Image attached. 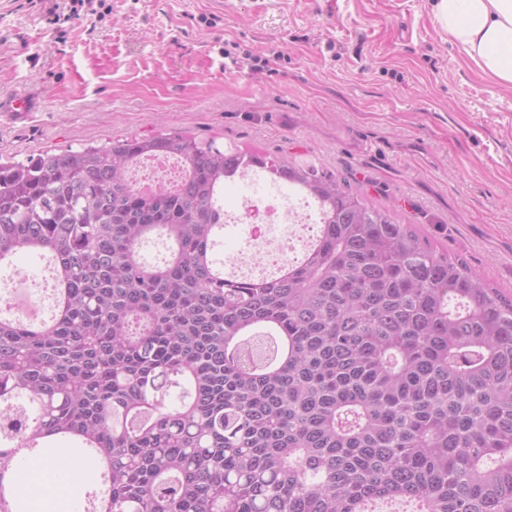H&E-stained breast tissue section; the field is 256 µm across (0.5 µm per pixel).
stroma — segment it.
I'll list each match as a JSON object with an SVG mask.
<instances>
[{
  "label": "stroma",
  "mask_w": 512,
  "mask_h": 512,
  "mask_svg": "<svg viewBox=\"0 0 512 512\" xmlns=\"http://www.w3.org/2000/svg\"><path fill=\"white\" fill-rule=\"evenodd\" d=\"M0 0V159L181 132L315 162L512 295V87L479 73L431 0ZM93 2V0H62L59 2L56 0L48 13L53 16L52 20L55 23L61 20L67 22L72 17L79 15V7L83 8L85 4L92 7ZM41 102L32 94H18L8 99L0 98L1 115L12 116L17 121L29 117L31 112H39Z\"/></svg>",
  "instance_id": "1"
}]
</instances>
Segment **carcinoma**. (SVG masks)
Instances as JSON below:
<instances>
[{"label": "carcinoma", "instance_id": "carcinoma-1", "mask_svg": "<svg viewBox=\"0 0 512 512\" xmlns=\"http://www.w3.org/2000/svg\"><path fill=\"white\" fill-rule=\"evenodd\" d=\"M173 154L144 194L130 168ZM317 205L316 244L258 279L215 256L224 181ZM168 256L149 264L144 244ZM47 258L54 310L0 309V512L22 449L73 437L90 512H512V297L317 165L182 133L0 162V260Z\"/></svg>", "mask_w": 512, "mask_h": 512}]
</instances>
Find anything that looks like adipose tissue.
Wrapping results in <instances>:
<instances>
[{"label":"adipose tissue","mask_w":512,"mask_h":512,"mask_svg":"<svg viewBox=\"0 0 512 512\" xmlns=\"http://www.w3.org/2000/svg\"><path fill=\"white\" fill-rule=\"evenodd\" d=\"M441 28L484 76L512 87V0H434ZM94 468L86 463L70 469L65 449L34 464L18 494L31 501L33 512H65Z\"/></svg>","instance_id":"adipose-tissue-1"}]
</instances>
